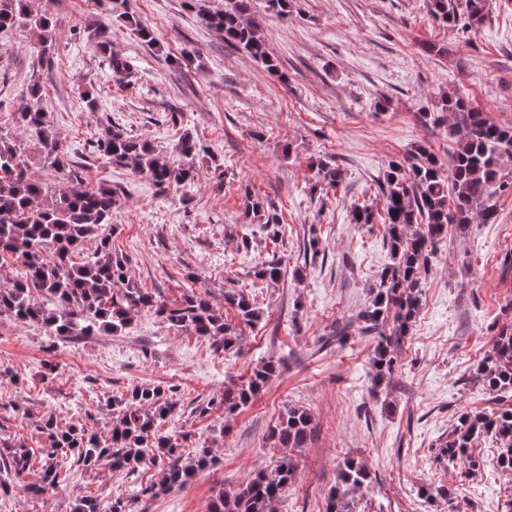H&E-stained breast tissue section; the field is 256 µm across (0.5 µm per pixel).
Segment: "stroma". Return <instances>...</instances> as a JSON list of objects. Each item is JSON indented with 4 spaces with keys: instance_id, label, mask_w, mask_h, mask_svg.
I'll list each match as a JSON object with an SVG mask.
<instances>
[{
    "instance_id": "obj_1",
    "label": "stroma",
    "mask_w": 512,
    "mask_h": 512,
    "mask_svg": "<svg viewBox=\"0 0 512 512\" xmlns=\"http://www.w3.org/2000/svg\"><path fill=\"white\" fill-rule=\"evenodd\" d=\"M487 3L483 24L463 34L436 23L427 0H290L287 20L263 23L281 70L274 76L201 24L199 7L217 10L224 0H126L129 20L110 25L112 50L134 74L121 87L98 49L97 0H27L31 11L49 13L56 43L44 61L29 28L0 33V128L16 130L29 84H40L49 125L86 186L104 183L120 196L112 250L129 258L132 280L172 302L191 282L218 306L226 291L241 290L263 316L249 326L225 308L241 334L226 352L149 311L120 335L70 342L1 314L0 441L43 448L37 426L48 417L106 433L107 399L137 385L172 386L180 411L163 431L188 433L187 454L207 442L214 465L186 486L141 496L138 512H208L218 490L232 491L284 455L297 474L276 512H325L347 458L369 472L354 494L359 512H512V474L498 469L493 438L474 442L480 467L471 473L439 457L460 413L512 404V395L477 379L493 336L512 324V192L496 196V223L449 225L420 281L419 310L394 371L379 388L371 378L376 340L361 334L359 317L391 262L378 187L388 162L421 144L444 160L454 146L448 124H423V114L455 90L512 125V0ZM134 20L155 43L132 31ZM111 122L149 141L167 163L178 162V141L192 135L206 148L194 181L162 190L104 165L92 145ZM322 160L341 174L335 188L318 176ZM250 195L282 227L246 250ZM363 202L373 206V223L352 220L353 205ZM312 246L313 259L305 255ZM272 256L284 267L275 284L254 276ZM343 326L341 344L334 331ZM269 360L277 371L253 404L225 413V386ZM205 402L208 412L198 415ZM291 404L311 412L317 434L302 448L270 447L268 430ZM160 479L151 465L133 479L104 464L80 468L54 493L6 506L73 512L79 495L126 497ZM441 485L452 497L426 499L425 490Z\"/></svg>"
}]
</instances>
